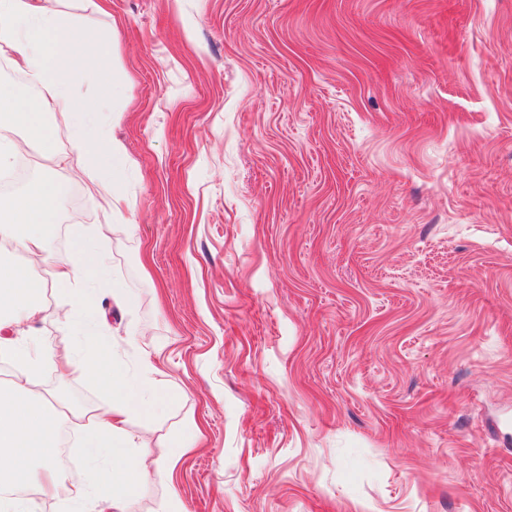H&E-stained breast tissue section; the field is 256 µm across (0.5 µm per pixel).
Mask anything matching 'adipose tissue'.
<instances>
[{
  "label": "adipose tissue",
  "instance_id": "1",
  "mask_svg": "<svg viewBox=\"0 0 512 512\" xmlns=\"http://www.w3.org/2000/svg\"><path fill=\"white\" fill-rule=\"evenodd\" d=\"M5 51L13 53L36 95L19 99L0 89V169L10 165L28 139L38 140L56 169L106 188L101 233L128 232L124 196L109 186L125 165V153L97 124L100 110L119 87L102 76L95 93L84 95L72 82L73 75L95 66L99 41L65 11L64 0H0V52ZM47 114L66 128L67 152L53 151V135L43 123ZM18 129L25 131V138H14ZM57 207L56 185L50 179L33 180L20 194L0 196V351L8 352L16 366L0 389V512H39L38 501L23 494L29 486L35 487L39 500L63 499L64 512H126V500L147 469L173 481L182 453L174 451L146 466L143 439L131 423L156 406L147 381L157 370L153 357L144 355V379L133 382L118 362L116 345L86 319L97 301L94 285L109 273V253L81 236L73 242L67 264L54 267L49 278L35 276V268L49 259V230ZM50 295L67 297L70 305L64 323L76 351L62 359L28 340ZM46 368L64 378L81 374L112 397L83 425L85 461L100 476L66 496L57 465L58 398L34 389Z\"/></svg>",
  "mask_w": 512,
  "mask_h": 512
}]
</instances>
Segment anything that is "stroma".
I'll use <instances>...</instances> for the list:
<instances>
[{"instance_id":"obj_1","label":"stroma","mask_w":512,"mask_h":512,"mask_svg":"<svg viewBox=\"0 0 512 512\" xmlns=\"http://www.w3.org/2000/svg\"><path fill=\"white\" fill-rule=\"evenodd\" d=\"M97 2L134 224L97 312L163 352L135 427L189 439L185 512H512V0ZM50 173L59 265L101 193Z\"/></svg>"}]
</instances>
